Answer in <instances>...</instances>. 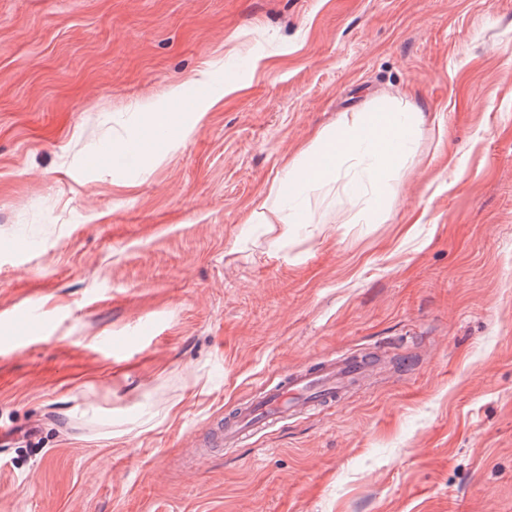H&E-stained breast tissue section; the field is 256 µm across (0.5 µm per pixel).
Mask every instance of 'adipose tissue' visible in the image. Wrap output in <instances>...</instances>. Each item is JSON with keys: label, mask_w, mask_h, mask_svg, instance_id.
<instances>
[{"label": "adipose tissue", "mask_w": 512, "mask_h": 512, "mask_svg": "<svg viewBox=\"0 0 512 512\" xmlns=\"http://www.w3.org/2000/svg\"><path fill=\"white\" fill-rule=\"evenodd\" d=\"M414 135L415 126L407 113L384 106L319 134L283 165L279 179L250 213L249 223L264 226L276 244L287 239L289 225L314 223L311 213L286 211L284 200L288 192L303 194L334 181L339 163L360 150L373 159L375 193L384 194L396 180L402 154Z\"/></svg>", "instance_id": "ef3b65f1"}]
</instances>
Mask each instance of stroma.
<instances>
[{"instance_id": "obj_1", "label": "stroma", "mask_w": 512, "mask_h": 512, "mask_svg": "<svg viewBox=\"0 0 512 512\" xmlns=\"http://www.w3.org/2000/svg\"><path fill=\"white\" fill-rule=\"evenodd\" d=\"M380 98L382 205L347 162L272 249L283 161ZM343 350L387 357L339 409L201 447ZM0 512H512V0H0Z\"/></svg>"}]
</instances>
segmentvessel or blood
I'll use <instances>...</instances> for the list:
<instances>
[{
	"instance_id": "1",
	"label": "vessel or blood",
	"mask_w": 512,
	"mask_h": 512,
	"mask_svg": "<svg viewBox=\"0 0 512 512\" xmlns=\"http://www.w3.org/2000/svg\"><path fill=\"white\" fill-rule=\"evenodd\" d=\"M379 364L374 354H339L295 369L272 388L238 407L211 433L213 448H237L294 417L339 405Z\"/></svg>"
}]
</instances>
